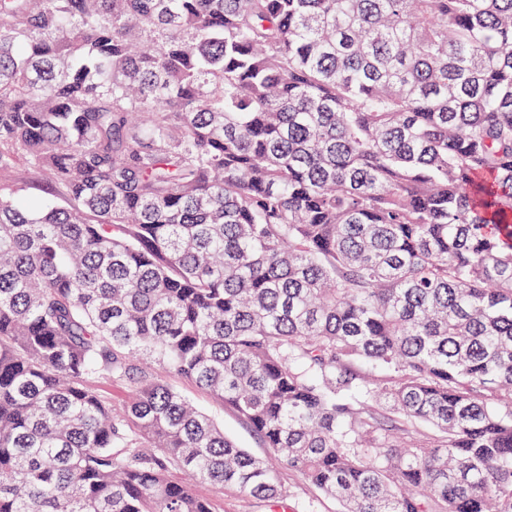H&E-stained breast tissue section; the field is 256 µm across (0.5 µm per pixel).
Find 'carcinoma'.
Instances as JSON below:
<instances>
[{"label":"carcinoma","mask_w":512,"mask_h":512,"mask_svg":"<svg viewBox=\"0 0 512 512\" xmlns=\"http://www.w3.org/2000/svg\"><path fill=\"white\" fill-rule=\"evenodd\" d=\"M166 370L342 512H512V0H0V512H286ZM163 380L174 390L189 399L200 411L209 415L215 422L224 427V432L229 435L241 448H245L251 454L263 459H270V448H264L263 444L253 435L238 415L226 407L209 392L199 388L195 383L187 380L175 372H164ZM99 394L112 405L116 411L124 410L130 401L129 386L123 381L99 379L97 383ZM195 492L211 501L215 512H261L260 504H249L243 498L224 492L223 489L211 484H196Z\"/></svg>","instance_id":"1"}]
</instances>
